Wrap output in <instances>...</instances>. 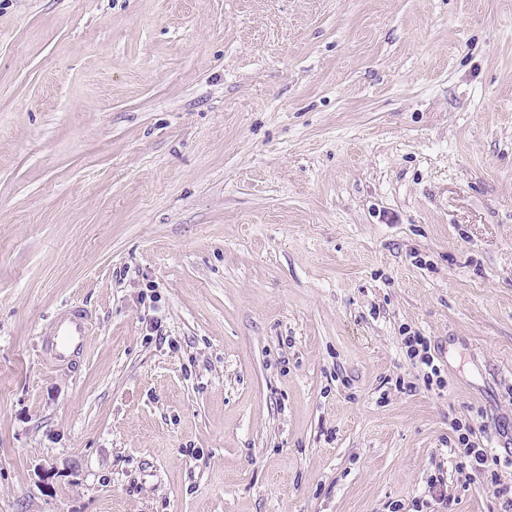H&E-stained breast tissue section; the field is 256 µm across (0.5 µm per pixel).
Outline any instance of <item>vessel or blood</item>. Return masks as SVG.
Segmentation results:
<instances>
[{"mask_svg":"<svg viewBox=\"0 0 512 512\" xmlns=\"http://www.w3.org/2000/svg\"><path fill=\"white\" fill-rule=\"evenodd\" d=\"M90 324L85 311L71 310L55 317L39 333L42 357L49 366L80 362L86 351Z\"/></svg>","mask_w":512,"mask_h":512,"instance_id":"vessel-or-blood-1","label":"vessel or blood"}]
</instances>
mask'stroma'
<instances>
[{"label":"stroma","instance_id":"1","mask_svg":"<svg viewBox=\"0 0 512 512\" xmlns=\"http://www.w3.org/2000/svg\"><path fill=\"white\" fill-rule=\"evenodd\" d=\"M458 420L512 454V0H0V512H496ZM90 324L84 310H71L55 317L38 332L43 360L48 366H69L85 355ZM402 339V345L411 361L423 371V379L428 385H432L435 379L437 388L444 387L440 366L435 364V357L431 354L430 341L426 336L418 333H410ZM429 484V499H419L412 503L413 511L415 512H447L450 500L448 495L443 491L445 485L442 473L435 474ZM442 487V489H441ZM439 488V491L437 490ZM429 509V510H428Z\"/></svg>","mask_w":512,"mask_h":512}]
</instances>
